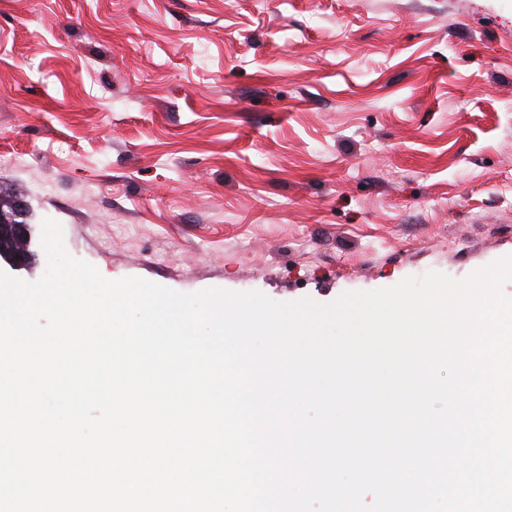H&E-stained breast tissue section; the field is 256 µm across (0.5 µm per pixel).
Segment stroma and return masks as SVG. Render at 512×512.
Here are the masks:
<instances>
[{
  "instance_id": "1",
  "label": "stroma",
  "mask_w": 512,
  "mask_h": 512,
  "mask_svg": "<svg viewBox=\"0 0 512 512\" xmlns=\"http://www.w3.org/2000/svg\"><path fill=\"white\" fill-rule=\"evenodd\" d=\"M0 190L111 280L465 279L512 256V0H0Z\"/></svg>"
}]
</instances>
